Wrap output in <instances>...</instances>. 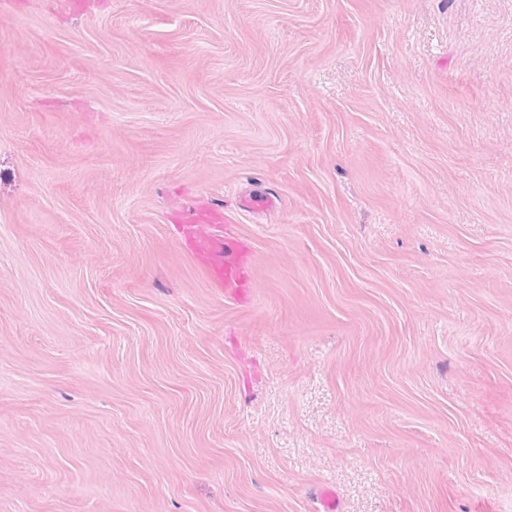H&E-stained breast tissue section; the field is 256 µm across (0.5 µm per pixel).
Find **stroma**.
<instances>
[{"instance_id":"35a3bbf8","label":"stroma","mask_w":512,"mask_h":512,"mask_svg":"<svg viewBox=\"0 0 512 512\" xmlns=\"http://www.w3.org/2000/svg\"><path fill=\"white\" fill-rule=\"evenodd\" d=\"M324 486L512 512V0H0V512ZM188 245L203 263L209 281L225 299L240 300L246 293L250 263L245 246L222 224H211L204 213L184 216Z\"/></svg>"}]
</instances>
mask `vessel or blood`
<instances>
[{
    "instance_id": "b4317fda",
    "label": "vessel or blood",
    "mask_w": 512,
    "mask_h": 512,
    "mask_svg": "<svg viewBox=\"0 0 512 512\" xmlns=\"http://www.w3.org/2000/svg\"><path fill=\"white\" fill-rule=\"evenodd\" d=\"M183 221L187 243L203 263L212 287L224 298H243L250 278L245 246L223 225L208 221L205 214L194 212Z\"/></svg>"
}]
</instances>
